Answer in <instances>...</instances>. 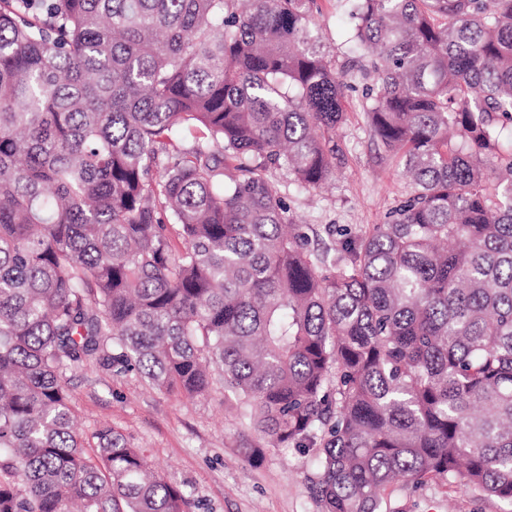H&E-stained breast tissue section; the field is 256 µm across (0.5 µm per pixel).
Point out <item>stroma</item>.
I'll list each match as a JSON object with an SVG mask.
<instances>
[{"mask_svg":"<svg viewBox=\"0 0 512 512\" xmlns=\"http://www.w3.org/2000/svg\"><path fill=\"white\" fill-rule=\"evenodd\" d=\"M315 21L322 42L352 88L346 119L337 132L343 158L323 188H297L283 170L272 180L305 224L311 249L334 247L328 225L355 229L380 223L410 192L397 161L377 143L362 108L364 60L348 41L350 22L340 0H320ZM203 396L187 398L157 390L137 373L117 375L87 362L66 375L81 435L112 426L146 456L149 464L191 494V512H322L310 476L307 449H265L258 458L245 450L263 440L244 418L236 398L225 392L220 370ZM392 512H512V506L482 494L430 481L418 488L389 490Z\"/></svg>","mask_w":512,"mask_h":512,"instance_id":"35a3bbf8","label":"stroma"}]
</instances>
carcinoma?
<instances>
[{
	"instance_id": "carcinoma-1",
	"label": "carcinoma",
	"mask_w": 512,
	"mask_h": 512,
	"mask_svg": "<svg viewBox=\"0 0 512 512\" xmlns=\"http://www.w3.org/2000/svg\"><path fill=\"white\" fill-rule=\"evenodd\" d=\"M411 179L329 258L270 171L335 173L318 0H0V512H190L65 378L212 369L324 512L396 484L512 505V0H345Z\"/></svg>"
}]
</instances>
